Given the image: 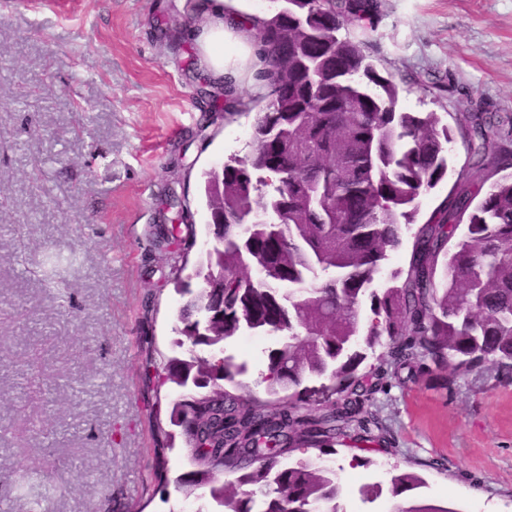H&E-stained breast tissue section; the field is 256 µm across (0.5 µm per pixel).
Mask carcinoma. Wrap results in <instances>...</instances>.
Returning <instances> with one entry per match:
<instances>
[{"label":"carcinoma","instance_id":"carcinoma-1","mask_svg":"<svg viewBox=\"0 0 512 512\" xmlns=\"http://www.w3.org/2000/svg\"><path fill=\"white\" fill-rule=\"evenodd\" d=\"M266 14L223 5L256 33L250 150L203 172L210 213L224 218V246L208 265L222 287L183 288L178 333L204 354L144 375L188 388L174 402L195 469L178 489L209 488L220 512H339L336 470L311 458L281 466L285 453L386 439L368 411L386 392L382 375L468 376L482 367L512 381V119L459 112L455 126L435 112L399 105L392 73L366 53L378 24L374 0H278ZM467 152L448 198L414 234L399 283L375 288L401 249L417 200L448 178V144ZM269 213L279 231L242 225ZM213 332L195 328L198 311ZM272 337L262 394L237 380L245 361L226 353L236 336ZM384 351L363 366L362 345ZM236 475L219 481L223 472ZM422 483L391 479V494Z\"/></svg>","mask_w":512,"mask_h":512}]
</instances>
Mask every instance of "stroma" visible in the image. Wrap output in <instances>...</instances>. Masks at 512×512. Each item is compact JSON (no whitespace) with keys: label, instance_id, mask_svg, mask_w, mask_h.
I'll list each match as a JSON object with an SVG mask.
<instances>
[{"label":"stroma","instance_id":"35a3bbf8","mask_svg":"<svg viewBox=\"0 0 512 512\" xmlns=\"http://www.w3.org/2000/svg\"><path fill=\"white\" fill-rule=\"evenodd\" d=\"M195 0H0V461L15 488L0 512H209L175 480L192 468L182 436L166 450L169 485L145 469L152 434L182 394L140 366L177 355L184 303L180 249L154 247L170 193L188 198L184 239L210 214L201 170L249 150L253 118L199 104L213 79L208 18ZM369 52L413 112L512 117V0H378ZM257 38L230 44L237 95L254 78ZM467 162L448 146V177L420 197L416 223ZM389 443L354 465L337 448L340 512H392L397 501L451 512H512V383L484 370L391 385L376 394ZM443 468H431L433 460ZM421 486L400 498L391 478ZM377 485L379 497L360 489Z\"/></svg>","mask_w":512,"mask_h":512}]
</instances>
